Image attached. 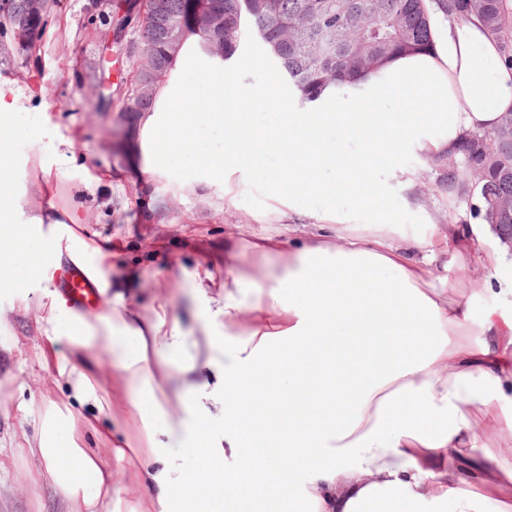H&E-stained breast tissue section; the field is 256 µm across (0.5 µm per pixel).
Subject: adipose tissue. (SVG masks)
<instances>
[{"instance_id":"1","label":"adipose tissue","mask_w":512,"mask_h":512,"mask_svg":"<svg viewBox=\"0 0 512 512\" xmlns=\"http://www.w3.org/2000/svg\"><path fill=\"white\" fill-rule=\"evenodd\" d=\"M429 21L427 50L395 55L296 112L276 82L245 86L196 38L186 41L137 119L145 172L163 170L173 154L192 156L202 181L223 189L226 172L251 177L256 160L277 150L284 162L265 171L266 190L275 200L292 195L293 213L312 212L306 198L341 195L375 212L362 228L336 231L327 212H312L308 234L263 237L257 250L286 265L262 282L246 280L231 238L220 295L210 263L181 269L175 285L196 304L199 340L166 301L147 314L128 302L111 238L90 247L73 237L72 227L88 224L82 191L67 208L33 212L14 194L11 145L46 132L7 121L15 94L0 86V194L8 199L0 205V288L40 291L37 326L48 342L68 337L76 362L57 372L80 404L102 410L84 368L102 355L114 361L146 442L141 465L122 481L107 465L122 448L80 447L73 419L49 410L44 435L24 452L41 462L39 477L69 512H112L113 496L133 487L147 491L138 512H235L244 497L266 512L289 482L299 487L291 512H396L401 503L407 512H477L481 495L449 453L481 447L488 431L512 441V318L490 312L473 324L468 303L433 265L449 237L461 275L475 263L500 271L506 256L482 254L465 230L449 232V215L415 233L375 210L371 186L379 171L396 172L405 147L434 156L494 127L512 111V68L478 19L452 23L433 10ZM207 128L223 129L224 148L201 157ZM346 141L356 150L343 149ZM86 250L109 297L106 309L79 314L56 291L55 274ZM232 328L241 334L225 343ZM171 367L189 397L176 419L164 389ZM203 367L222 369L220 391L199 381Z\"/></svg>"}]
</instances>
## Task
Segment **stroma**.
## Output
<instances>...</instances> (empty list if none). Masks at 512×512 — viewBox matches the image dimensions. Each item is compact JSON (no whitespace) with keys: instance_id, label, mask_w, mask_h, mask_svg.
<instances>
[{"instance_id":"1","label":"stroma","mask_w":512,"mask_h":512,"mask_svg":"<svg viewBox=\"0 0 512 512\" xmlns=\"http://www.w3.org/2000/svg\"><path fill=\"white\" fill-rule=\"evenodd\" d=\"M126 0H104L102 11H91L90 0H55L48 25L37 40L31 56L18 50L0 54V85L17 91L15 119L19 125L46 126L49 137L39 144L20 139L13 151L18 166L15 185L27 188V204L37 209L41 195L31 187L43 165H52L54 141L73 138L76 157L58 178L52 179L53 201L62 205L70 200L73 185L85 184L83 206L92 232L110 237L123 270L135 271L139 278L131 289L143 309L156 300L153 281L171 280L182 266L210 259L217 260L216 274H223L219 262L224 257L228 227L242 225V270L249 277L263 278L268 270L265 259L249 248L246 240L254 235L277 234L282 224L292 223L296 233H304L314 223L312 215H292L287 203L272 201L261 175L233 185L229 203L213 206L212 190L197 182L191 165L173 161L169 170L140 176L129 163L130 154L138 153L139 138L120 114L123 89L135 76L132 60L124 49H111L94 35L103 16L120 18ZM226 69L242 84L263 87L277 79L282 99L289 108L298 100L286 79L275 76L266 61V52L254 36H246L236 56L226 62ZM402 180L383 172L374 182V193L382 209L397 223L426 231L429 217L435 213H453L460 227L479 233L487 252L500 251L498 239L475 224L466 205L449 203L439 187L445 171L431 157L406 149L398 159ZM426 202L425 209L409 205L408 195ZM438 274L447 279L455 293L470 304L473 321H480L490 311L512 315V280L475 268L470 279L460 280L453 243L441 246ZM72 347L67 338L47 344L34 327L33 315L15 310L10 293H0V512H68V505L45 480L31 482L30 475L40 463L31 456L16 455L24 440L39 437L43 426L44 402L82 413L83 408L56 367L72 361ZM88 373L98 384L100 394L110 399L112 410L100 416L98 429L81 428V444L86 448L102 445L101 427H109L113 438L139 448L143 434L124 411V399L112 384L116 370L108 362L89 366ZM466 481H474L476 469L488 475L485 507L492 512L498 501L512 505V484L496 480L501 461H512V454L498 439L475 453L456 457Z\"/></svg>"}]
</instances>
